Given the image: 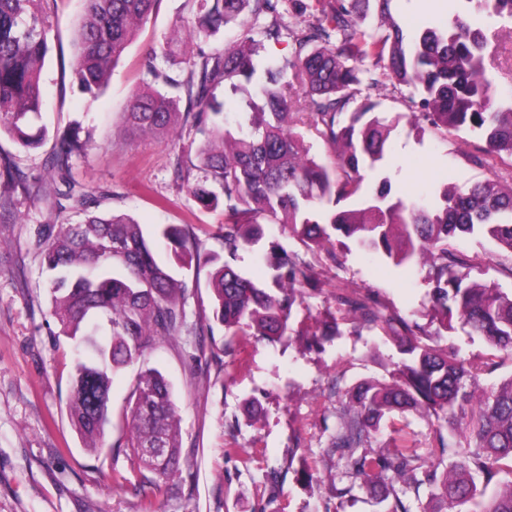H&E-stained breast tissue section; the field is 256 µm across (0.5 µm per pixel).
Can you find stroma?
I'll return each instance as SVG.
<instances>
[{"label":"stroma","mask_w":512,"mask_h":512,"mask_svg":"<svg viewBox=\"0 0 512 512\" xmlns=\"http://www.w3.org/2000/svg\"><path fill=\"white\" fill-rule=\"evenodd\" d=\"M463 8L462 0H441L434 11L424 0L392 3L394 15L411 33L429 23L447 24ZM83 11L82 0H64L60 7L41 119L49 130L78 124L89 136L86 156L73 162V180L92 187L90 209L129 214L149 232L160 224H188L204 251H221L223 210H204L189 193L190 184L204 177L196 157L200 135L186 124L157 135L123 129V113L142 83L148 52L172 34L176 21L189 17L187 0H161L104 92L94 99L78 90L70 73L75 54L71 34ZM483 26L497 48L487 57L495 77L492 93L510 98L512 22L492 18ZM484 145L477 133L444 139L432 130L418 132L402 124L390 138L384 165L365 171L364 185L371 190L386 179L392 196L433 201L450 183L512 181L510 160L491 166L473 162ZM50 151L47 144L24 149L0 133V166L13 165L28 178L43 174ZM81 219L79 212L60 214L20 196L0 208V512H147V501L152 504L148 512H383V504L362 491L345 502L337 499L336 469L326 448L336 410L349 391L368 380L389 378L400 355L381 327L342 318L337 289L375 296L421 325L426 343L453 344L471 359L488 351L483 339L462 330L449 338L436 336L425 272L393 266L340 234L330 254L307 249L287 227L268 225L257 244L239 250L237 267L267 284L274 246L298 253L309 263L311 278L302 304L293 310L294 319L336 317L339 332L321 345L297 335L273 344L251 336L228 338L212 318L209 265L172 267V274L186 279L192 290L190 320L204 319L208 328L199 336L185 332L161 343L144 361L119 373L111 389L117 413L142 367H155L171 382L180 409V457L190 463L191 472L144 498L103 480L127 466L124 454L113 448L120 428L110 429L106 447L88 452L66 409L71 343L60 336L51 315L38 228ZM448 247L474 258L476 269L487 271L503 290L512 289V254L487 237L452 238ZM200 341L205 344L201 351L196 348ZM252 398L262 405L255 421L243 413ZM307 468L313 481L301 475Z\"/></svg>","instance_id":"1"}]
</instances>
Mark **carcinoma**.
<instances>
[{"mask_svg":"<svg viewBox=\"0 0 512 512\" xmlns=\"http://www.w3.org/2000/svg\"><path fill=\"white\" fill-rule=\"evenodd\" d=\"M59 2L0 0V131L23 148H38L48 137L38 121ZM85 2L73 38V74L94 97L159 0ZM391 2L189 0L192 18L182 27L198 43L195 51L187 52L174 36L151 50L163 65H147L151 84L132 95L124 122L145 133L171 131L183 116L195 123L203 136L197 156L204 178L189 190L205 209L224 207L222 255L201 257V242L185 224H165L150 237L125 215L86 210L91 192L71 181L73 159L88 151L89 139L81 138L78 126L53 137L48 170L55 195L31 186L10 167L0 169V181L17 193L59 211L65 209L63 199L85 211L81 222L43 224L38 235L50 272L51 313L75 353L67 409L89 451L105 445L114 376L187 328L190 289L158 259L154 239L165 240L168 261L181 268L202 259L215 265L213 318L225 330L274 342L296 333L292 308L302 300L308 264L279 247L272 264L276 288L267 290L235 265L238 251L259 242L266 224H285L324 250L335 247L334 230L397 267L428 268L440 327L451 332L458 324L493 350L466 360L450 344L421 343L417 323L376 299L336 292L341 311L363 324H381L403 355L390 380L361 384L338 411L329 437V451L342 462L336 498L352 499L360 489L387 503L385 512H412V500L426 485L435 503L431 512H512V375L482 383L496 366V352L512 354V292L468 280L471 260L448 249V237L480 233L512 253V184H449L429 208L392 199L386 178L376 190H363L360 173L384 160L391 133L405 117L377 111L373 92L387 79L413 90L409 108L415 120L443 139L464 129L483 134L487 147L477 161L512 158V98L491 94L488 39L476 20H512V0H463L466 11L413 41L392 16ZM294 18L306 24L300 27ZM227 27L237 28L233 44L217 52L199 47ZM284 38L292 40L291 55L278 64L264 61V42ZM368 58L387 65L382 77L364 85L358 64ZM221 83L244 104V121L234 130L224 125V102L214 95ZM292 83L300 90L296 96L288 93ZM313 139L334 150L333 164L311 153ZM336 329L312 323L299 335L322 343ZM406 412L438 422L428 466L409 436L390 448L374 447L381 426ZM125 423L113 447L124 452L128 468L112 474L113 486H130L145 496L191 469L180 462L181 416L171 384L158 369L138 374ZM445 428L455 442L445 439ZM159 441L168 459L148 468L140 453ZM501 475L510 480L498 482Z\"/></svg>","mask_w":512,"mask_h":512,"instance_id":"1","label":"carcinoma"}]
</instances>
